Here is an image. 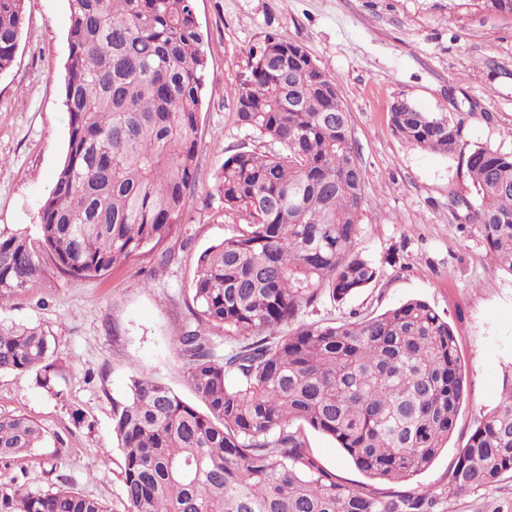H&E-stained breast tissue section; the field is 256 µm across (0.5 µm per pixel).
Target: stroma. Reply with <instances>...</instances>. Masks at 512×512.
Wrapping results in <instances>:
<instances>
[{
    "label": "stroma",
    "mask_w": 512,
    "mask_h": 512,
    "mask_svg": "<svg viewBox=\"0 0 512 512\" xmlns=\"http://www.w3.org/2000/svg\"><path fill=\"white\" fill-rule=\"evenodd\" d=\"M25 23L12 67L0 73V231L36 235L68 140L63 88L68 0H24ZM209 70L196 130L199 178L165 247L114 266L97 279L53 264L20 290L0 322L40 326L56 341L58 395L33 377L0 373V413H21L46 431L33 454L0 462V487L31 491L68 485L123 512L112 446V404L144 373L182 399L195 395L175 340L193 305L198 255L232 232L217 190L227 156L270 152L274 144L237 121L231 94L248 74L249 51L265 35L301 44L335 76L352 117L364 179L359 248L380 270L377 282L341 305L307 308L304 322L375 315L419 298L447 316L468 389L447 448L411 482L443 500L439 512H512V476L445 497L448 469L480 415L512 380V276L493 271L475 225L465 223L472 188L458 157L407 147L389 124L399 100L461 123L466 144L512 153V16L474 0H195ZM88 421L75 424L73 410ZM309 444L343 482L364 477L335 442Z\"/></svg>",
    "instance_id": "1"
}]
</instances>
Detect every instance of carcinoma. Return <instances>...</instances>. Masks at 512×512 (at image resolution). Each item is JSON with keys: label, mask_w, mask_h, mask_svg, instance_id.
Here are the masks:
<instances>
[{"label": "carcinoma", "mask_w": 512, "mask_h": 512, "mask_svg": "<svg viewBox=\"0 0 512 512\" xmlns=\"http://www.w3.org/2000/svg\"><path fill=\"white\" fill-rule=\"evenodd\" d=\"M512 15V0H477ZM65 159L43 202L38 240L0 232V308L41 273L40 258L94 279L158 249L181 223L198 180L207 55L193 0H69ZM23 0H0V72L11 68ZM231 90L238 123L279 143L224 159V215L242 225L196 260V324L176 340L207 412L146 376L112 405L124 512H437L438 495L407 486L453 434L466 398L455 335L427 302L378 315L295 322L323 300L343 304L379 278L357 248L362 169L336 79L303 46L275 35L250 53ZM393 131L411 148L462 158L478 205L468 213L494 269L512 275V154L469 148L448 113L399 100ZM214 328L224 342L219 353ZM52 339L0 323V371L54 386ZM322 433L368 482L325 467ZM44 430L0 414V460L41 447ZM512 473V388L472 429L447 494ZM0 512H110L73 487L0 488Z\"/></svg>", "instance_id": "cac0c4a2"}]
</instances>
